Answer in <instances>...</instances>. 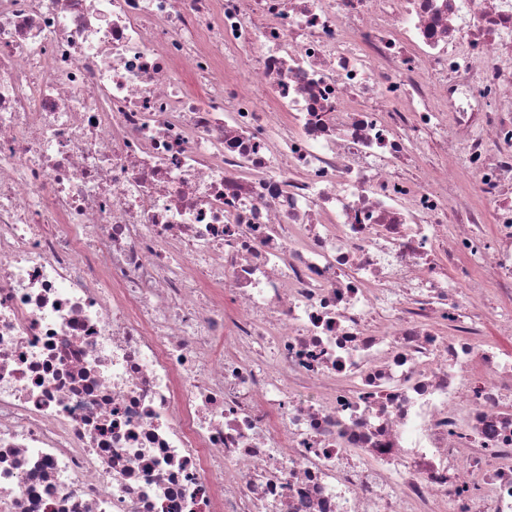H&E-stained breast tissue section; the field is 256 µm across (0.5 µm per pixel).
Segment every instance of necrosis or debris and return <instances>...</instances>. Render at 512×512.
Segmentation results:
<instances>
[{
  "label": "necrosis or debris",
  "instance_id": "necrosis-or-debris-1",
  "mask_svg": "<svg viewBox=\"0 0 512 512\" xmlns=\"http://www.w3.org/2000/svg\"><path fill=\"white\" fill-rule=\"evenodd\" d=\"M0 512H512V0H0Z\"/></svg>",
  "mask_w": 512,
  "mask_h": 512
}]
</instances>
